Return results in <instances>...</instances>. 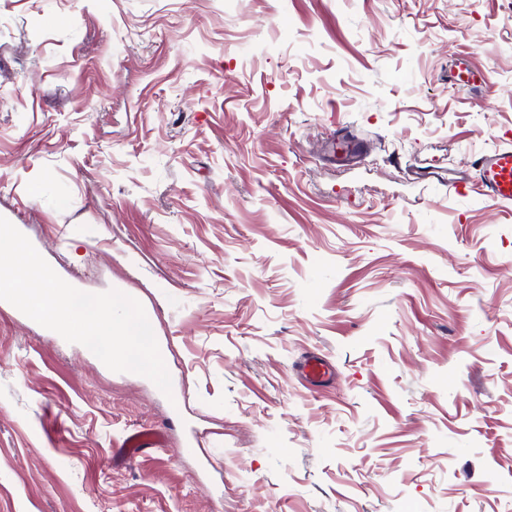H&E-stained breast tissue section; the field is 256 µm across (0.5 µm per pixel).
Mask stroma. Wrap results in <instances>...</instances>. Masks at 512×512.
Returning <instances> with one entry per match:
<instances>
[{
  "label": "stroma",
  "mask_w": 512,
  "mask_h": 512,
  "mask_svg": "<svg viewBox=\"0 0 512 512\" xmlns=\"http://www.w3.org/2000/svg\"><path fill=\"white\" fill-rule=\"evenodd\" d=\"M504 147L512 0H0V216L183 394L0 300V512H512ZM475 177L485 196L500 205H512L511 148L481 155L476 161ZM163 436L162 427H146L130 433L124 443V448H116L115 456L120 462H130L138 458L147 449L158 445Z\"/></svg>",
  "instance_id": "1"
}]
</instances>
